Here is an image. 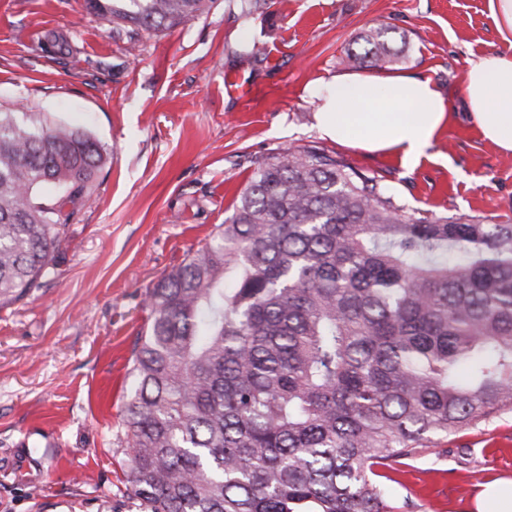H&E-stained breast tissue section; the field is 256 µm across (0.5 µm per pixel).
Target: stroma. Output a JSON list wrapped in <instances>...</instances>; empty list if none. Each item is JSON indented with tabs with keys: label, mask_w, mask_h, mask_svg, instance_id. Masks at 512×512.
Listing matches in <instances>:
<instances>
[{
	"label": "stroma",
	"mask_w": 512,
	"mask_h": 512,
	"mask_svg": "<svg viewBox=\"0 0 512 512\" xmlns=\"http://www.w3.org/2000/svg\"><path fill=\"white\" fill-rule=\"evenodd\" d=\"M379 24L404 59L372 75L428 78L453 114L413 167L324 137L308 93L348 73L346 51ZM57 35L62 56L48 49ZM504 47L487 0H268L247 17L216 0L133 52L86 0H0V109L49 113L110 151L55 276L0 307V512H138L118 439L145 292L206 242L274 149L336 153L409 210L512 221V156L481 138L461 94L470 63ZM228 72L248 99L225 93ZM391 476L405 512H470L483 483L512 479V410L417 449Z\"/></svg>",
	"instance_id": "35a3bbf8"
}]
</instances>
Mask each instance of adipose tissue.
I'll return each mask as SVG.
<instances>
[{
    "label": "adipose tissue",
    "mask_w": 512,
    "mask_h": 512,
    "mask_svg": "<svg viewBox=\"0 0 512 512\" xmlns=\"http://www.w3.org/2000/svg\"><path fill=\"white\" fill-rule=\"evenodd\" d=\"M507 50L471 63L462 86L482 138L512 154V0H487ZM321 133L370 153L415 164L426 156L452 113L430 80L412 75L345 74L316 85Z\"/></svg>",
    "instance_id": "adipose-tissue-1"
}]
</instances>
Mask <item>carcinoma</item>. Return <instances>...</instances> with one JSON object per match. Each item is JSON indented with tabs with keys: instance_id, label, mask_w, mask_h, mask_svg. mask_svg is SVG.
Instances as JSON below:
<instances>
[{
	"instance_id": "1",
	"label": "carcinoma",
	"mask_w": 512,
	"mask_h": 512,
	"mask_svg": "<svg viewBox=\"0 0 512 512\" xmlns=\"http://www.w3.org/2000/svg\"><path fill=\"white\" fill-rule=\"evenodd\" d=\"M214 2L87 5L133 49ZM357 40L352 66L400 53L383 25ZM108 158L44 112H0L1 305L55 274ZM145 303L119 439L139 512H395V465L512 406V224L408 213L317 146L257 161Z\"/></svg>"
}]
</instances>
